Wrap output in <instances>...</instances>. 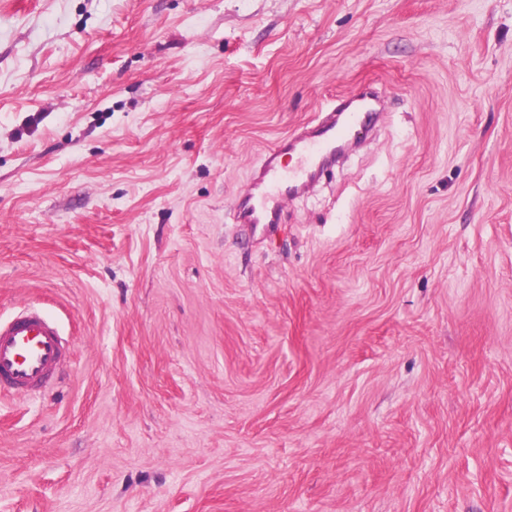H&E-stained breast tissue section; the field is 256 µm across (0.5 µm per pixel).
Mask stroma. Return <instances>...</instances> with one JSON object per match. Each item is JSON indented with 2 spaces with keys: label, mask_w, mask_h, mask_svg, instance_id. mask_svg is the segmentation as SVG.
<instances>
[{
  "label": "stroma",
  "mask_w": 512,
  "mask_h": 512,
  "mask_svg": "<svg viewBox=\"0 0 512 512\" xmlns=\"http://www.w3.org/2000/svg\"><path fill=\"white\" fill-rule=\"evenodd\" d=\"M376 138L238 224L336 98ZM0 512H512V0H0ZM67 342L54 320L38 309L0 319V391H36L57 374Z\"/></svg>",
  "instance_id": "35a3bbf8"
}]
</instances>
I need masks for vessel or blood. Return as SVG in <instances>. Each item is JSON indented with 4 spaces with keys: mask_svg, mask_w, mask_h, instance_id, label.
Listing matches in <instances>:
<instances>
[{
    "mask_svg": "<svg viewBox=\"0 0 512 512\" xmlns=\"http://www.w3.org/2000/svg\"><path fill=\"white\" fill-rule=\"evenodd\" d=\"M377 93L359 92L333 105V119L282 139L264 155L249 189L239 196L233 216L240 224H273L281 203L306 187L336 155L348 131L366 124L363 113L377 112ZM67 342L54 320L37 309L0 319V391H36L57 374Z\"/></svg>",
    "mask_w": 512,
    "mask_h": 512,
    "instance_id": "1",
    "label": "vessel or blood"
}]
</instances>
